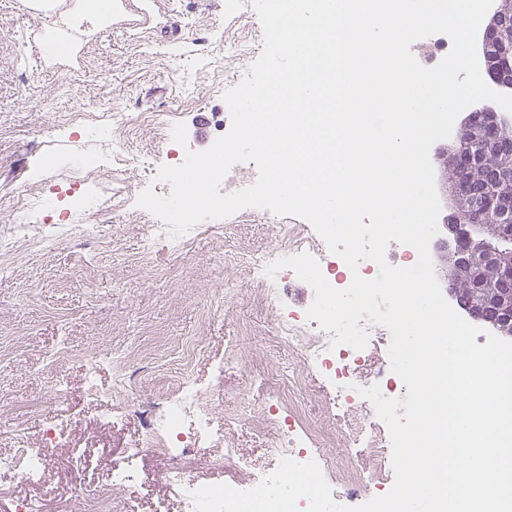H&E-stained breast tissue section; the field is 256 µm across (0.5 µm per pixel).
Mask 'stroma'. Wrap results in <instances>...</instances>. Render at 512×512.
I'll list each match as a JSON object with an SVG mask.
<instances>
[{
  "mask_svg": "<svg viewBox=\"0 0 512 512\" xmlns=\"http://www.w3.org/2000/svg\"><path fill=\"white\" fill-rule=\"evenodd\" d=\"M52 17L29 12L24 0H0V459L39 443L43 424L56 419L65 446L46 457L47 489L0 471V512L40 499L42 512L69 503L79 512V487L109 490L112 467L138 441L145 419L158 413L184 381L207 389L215 427L232 425L237 450L196 449L185 465L215 483H237L246 463L276 466L270 437L257 428L275 397L288 391L294 358L281 336L283 313L302 307L308 284L294 279L276 304L263 302L244 251L287 247L279 224L223 218L184 246L151 235L152 217L137 201L146 189L162 193L160 167L168 159L160 133L187 128L192 150L209 148L215 133L200 135L201 110L227 113L224 93L234 76H248L260 58L263 29L256 8L229 12L226 0H128L115 19L90 27L79 48L29 71L30 36L48 31ZM109 109L123 124L129 159L120 168L71 165L79 155L105 151L86 138L73 114ZM64 163L46 168L41 185L29 180L43 149ZM112 197V220L85 239L51 215L41 241L13 238L12 209L19 196L66 194L76 181ZM98 361L96 396H89L83 363ZM63 383V404L51 387ZM329 395L310 380L298 410L303 427L320 428L338 442L342 423L329 419ZM81 467H74V458ZM133 494L113 493L118 512H179L163 480V458L146 452Z\"/></svg>",
  "mask_w": 512,
  "mask_h": 512,
  "instance_id": "1",
  "label": "stroma"
}]
</instances>
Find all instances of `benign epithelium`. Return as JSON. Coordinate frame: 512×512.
I'll list each match as a JSON object with an SVG mask.
<instances>
[{"label": "benign epithelium", "instance_id": "benign-epithelium-1", "mask_svg": "<svg viewBox=\"0 0 512 512\" xmlns=\"http://www.w3.org/2000/svg\"><path fill=\"white\" fill-rule=\"evenodd\" d=\"M482 61L494 90L512 88V0H498L482 35ZM502 112L470 113L457 128L455 148L439 158L448 188V233L444 280L448 297L473 318L489 322L500 336L512 335V177L492 173L485 158L512 156V136ZM494 289L493 301L477 310L462 289Z\"/></svg>", "mask_w": 512, "mask_h": 512}]
</instances>
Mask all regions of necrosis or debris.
<instances>
[{
	"label": "necrosis or debris",
	"instance_id": "obj_1",
	"mask_svg": "<svg viewBox=\"0 0 512 512\" xmlns=\"http://www.w3.org/2000/svg\"><path fill=\"white\" fill-rule=\"evenodd\" d=\"M282 231L290 240L288 248L271 249L249 256L253 281L267 303L277 301L281 285L286 284L292 274L291 269L284 268L275 276L267 275V267L283 258L302 254L312 256L320 263L321 272L329 284L338 290L348 288L353 276H368L376 267L374 261L365 259L353 271L342 259H327L324 239L309 234L301 225L286 224ZM284 325V341L295 353L289 390L301 389L310 377L323 376L329 386V416L343 417L362 412L369 420V430L365 434H358L356 429L350 427L345 428L343 441L353 444L362 438L371 447L391 450L387 426L377 417L372 404L360 394L361 389L376 385L385 397L397 399L406 396L407 388L392 371L389 361L380 362L375 373H367L364 369L367 362L365 351L347 345L333 346V332L323 329L317 321L292 311ZM264 422L277 443L276 455L301 463L315 461L331 486L332 497L336 502L357 506L368 501L367 490L373 484L372 478L353 466L344 453L332 451L324 436L314 430L285 423L273 408L265 413ZM209 430L207 394L194 383H185L168 401L163 412L147 424L138 443L129 448L126 453L127 466L111 469L112 488L129 491L140 479L133 465L134 459L152 451L170 463L165 471V480L178 494L182 512H194L191 493L205 486L207 480L200 474L187 472L181 462L193 454L201 440L208 436ZM65 441L63 432L55 422H47L41 443L35 447L20 448L12 459L1 460L0 470L12 471L21 483L42 485L47 448L64 445Z\"/></svg>",
	"mask_w": 512,
	"mask_h": 512
}]
</instances>
